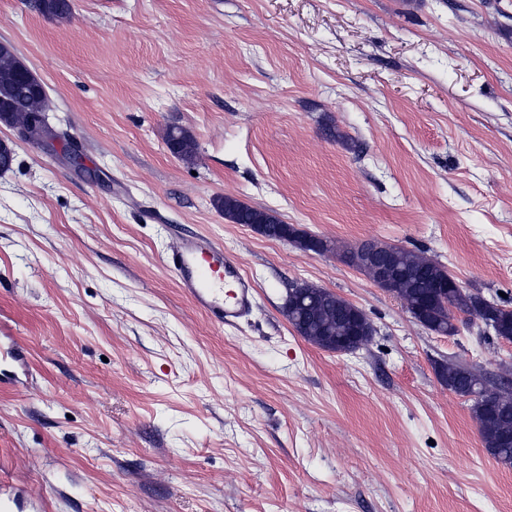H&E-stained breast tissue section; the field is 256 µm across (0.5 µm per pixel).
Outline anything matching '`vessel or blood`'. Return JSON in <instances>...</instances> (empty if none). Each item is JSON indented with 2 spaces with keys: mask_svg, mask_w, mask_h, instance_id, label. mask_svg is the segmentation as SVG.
Masks as SVG:
<instances>
[{
  "mask_svg": "<svg viewBox=\"0 0 512 512\" xmlns=\"http://www.w3.org/2000/svg\"><path fill=\"white\" fill-rule=\"evenodd\" d=\"M167 264L194 306L220 323L232 324L251 309L254 285L237 261L225 257L223 247L188 241ZM29 507L23 490L0 486V512H28Z\"/></svg>",
  "mask_w": 512,
  "mask_h": 512,
  "instance_id": "b4317fda",
  "label": "vessel or blood"
}]
</instances>
